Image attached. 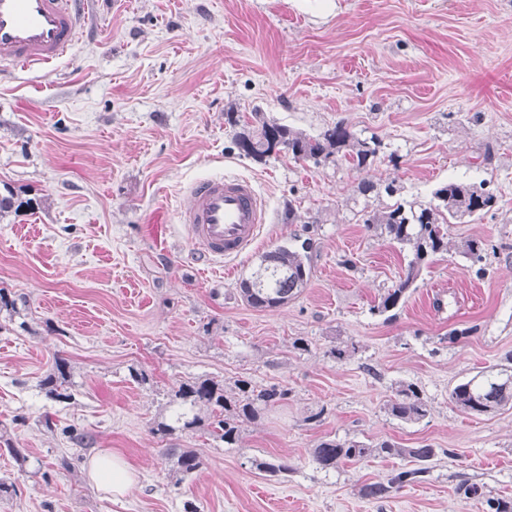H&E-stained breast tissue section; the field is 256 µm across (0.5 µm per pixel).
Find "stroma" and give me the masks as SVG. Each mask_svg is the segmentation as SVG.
<instances>
[{"label":"stroma","instance_id":"35a3bbf8","mask_svg":"<svg viewBox=\"0 0 512 512\" xmlns=\"http://www.w3.org/2000/svg\"><path fill=\"white\" fill-rule=\"evenodd\" d=\"M90 20L54 65L0 73V288L27 300L0 313V478L19 493L0 512H485L456 491L512 501V409L473 417L451 389L512 355V0H91ZM316 136L344 124L382 142L370 171L348 163L258 162L239 154L225 113ZM250 179L267 209L232 276L187 237L189 186ZM390 199L429 200L441 183H484L495 210L450 225L393 317L372 314L408 251L359 223L362 180ZM296 211L301 222L288 221ZM311 239L306 288L277 310L239 284L263 252ZM486 248L481 264L458 249ZM458 333L450 341L449 333ZM307 350L295 349L297 340ZM352 348L336 360L331 348ZM65 359L75 396L47 401L39 379ZM147 374L139 384L131 371ZM215 377L288 388L244 424L236 447L202 430L153 434L176 382ZM414 384L417 422L384 406ZM70 426L87 437L65 438ZM325 438L427 445L424 481L366 499L363 485L405 463L371 457L325 471ZM170 448L201 465L181 477ZM119 454L137 473L115 499L88 461ZM287 460L271 477L256 461ZM68 468H61V461Z\"/></svg>","mask_w":512,"mask_h":512}]
</instances>
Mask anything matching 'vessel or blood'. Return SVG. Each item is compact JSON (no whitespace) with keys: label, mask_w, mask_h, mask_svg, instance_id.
I'll use <instances>...</instances> for the list:
<instances>
[{"label":"vessel or blood","mask_w":512,"mask_h":512,"mask_svg":"<svg viewBox=\"0 0 512 512\" xmlns=\"http://www.w3.org/2000/svg\"><path fill=\"white\" fill-rule=\"evenodd\" d=\"M83 0H0V66L23 70L61 60L83 33ZM187 238L212 261L234 260L260 239L265 208L253 183L210 179L190 186Z\"/></svg>","instance_id":"1"}]
</instances>
